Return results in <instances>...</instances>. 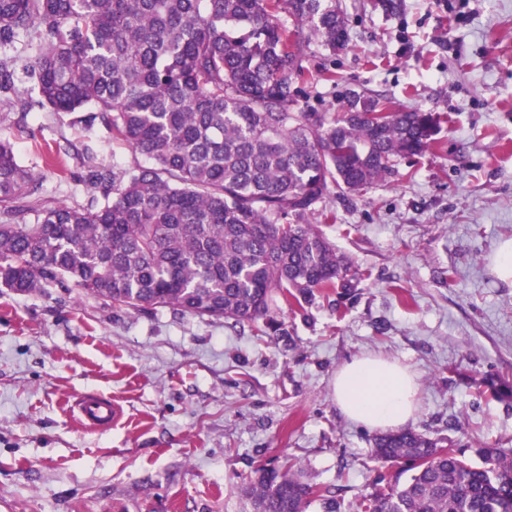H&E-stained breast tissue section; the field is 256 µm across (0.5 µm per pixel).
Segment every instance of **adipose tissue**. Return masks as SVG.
Masks as SVG:
<instances>
[{
    "label": "adipose tissue",
    "instance_id": "adipose-tissue-1",
    "mask_svg": "<svg viewBox=\"0 0 512 512\" xmlns=\"http://www.w3.org/2000/svg\"><path fill=\"white\" fill-rule=\"evenodd\" d=\"M336 406L372 430L405 425L419 408V383L406 365L364 355L344 362L333 383Z\"/></svg>",
    "mask_w": 512,
    "mask_h": 512
}]
</instances>
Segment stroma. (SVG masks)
<instances>
[{"label": "stroma", "mask_w": 512, "mask_h": 512, "mask_svg": "<svg viewBox=\"0 0 512 512\" xmlns=\"http://www.w3.org/2000/svg\"><path fill=\"white\" fill-rule=\"evenodd\" d=\"M339 0L350 43L312 45L302 106L339 111L349 89L440 113L436 146L317 225L361 273L312 304L285 308L286 337H258L164 308L108 306L78 289L0 288V512H253L241 484L259 464L294 463L345 500L370 492L373 431L345 419L332 381L364 354L419 377L411 426L512 449V399L478 389L512 377V284L489 263L512 238V0ZM0 132L41 175L25 223L44 207L88 206L77 148L139 162L77 112L0 105ZM111 400L120 417L90 431L72 405Z\"/></svg>", "instance_id": "stroma-1"}]
</instances>
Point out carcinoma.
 I'll return each mask as SVG.
<instances>
[{"label": "carcinoma", "mask_w": 512, "mask_h": 512, "mask_svg": "<svg viewBox=\"0 0 512 512\" xmlns=\"http://www.w3.org/2000/svg\"><path fill=\"white\" fill-rule=\"evenodd\" d=\"M35 30L32 59L0 57L9 106L86 112L149 167L82 159L103 201L59 203L22 224L37 178L0 134V288H78L137 311L169 308L230 327L264 321L355 274L313 223L331 194L347 199L435 142L438 116L403 112L365 91L341 112L300 106L314 39L348 46L336 0H0V47ZM35 76L38 100L15 88ZM465 458L411 429L374 441L373 460L414 473L377 475L356 512H512V452ZM255 512H342L344 500L300 480L293 465L256 467Z\"/></svg>", "instance_id": "cac0c4a2"}]
</instances>
